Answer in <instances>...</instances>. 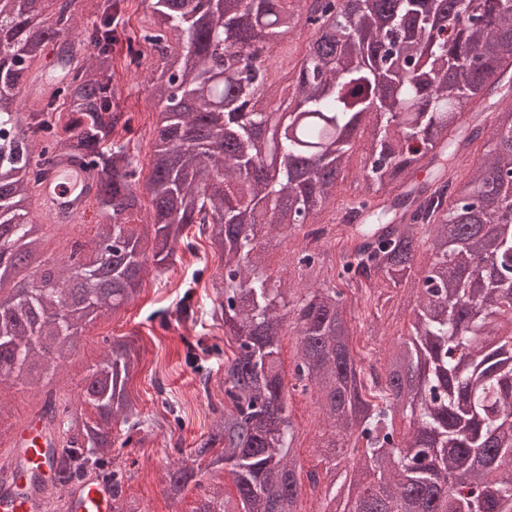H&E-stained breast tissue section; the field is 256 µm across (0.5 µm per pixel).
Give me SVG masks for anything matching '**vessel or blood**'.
I'll list each match as a JSON object with an SVG mask.
<instances>
[{"label": "vessel or blood", "mask_w": 512, "mask_h": 512, "mask_svg": "<svg viewBox=\"0 0 512 512\" xmlns=\"http://www.w3.org/2000/svg\"><path fill=\"white\" fill-rule=\"evenodd\" d=\"M94 195L86 174L77 166L48 167L35 188L38 212L49 224H81ZM61 442L39 413H32L18 429L8 453L10 466L0 480V512H44L42 497L23 495L18 476L37 470L53 472ZM112 488L95 478L84 480L64 498L66 512H112Z\"/></svg>", "instance_id": "b4317fda"}]
</instances>
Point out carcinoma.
I'll return each mask as SVG.
<instances>
[{"label":"carcinoma","mask_w":512,"mask_h":512,"mask_svg":"<svg viewBox=\"0 0 512 512\" xmlns=\"http://www.w3.org/2000/svg\"><path fill=\"white\" fill-rule=\"evenodd\" d=\"M10 0L0 16V103L15 101L32 61L64 40L92 54L66 72L27 116L23 137L0 112V229L3 246L43 248L29 204L55 159L97 174L96 242L112 252L103 267L68 257L51 285L0 299V388L33 376L45 344L58 356L71 338L138 291L147 261L173 262L176 244L197 227L224 262L212 319L235 344L224 358V408L209 435L168 470L178 504L204 459L234 477L237 499L209 488L194 512H299L294 432L284 396L280 340L293 326L298 361L293 389L313 392L335 439L325 467L306 474L324 486L316 512H512V0H154L157 33L139 37L160 60L184 57L153 98L169 104L156 124L141 216L139 162L117 138L130 118L115 102L112 44L124 31L123 0H103L91 26L77 24L74 0ZM336 15L332 32L319 29ZM311 49L291 100L258 114L273 98L250 61L225 66L257 30L274 41L298 18ZM256 121L278 160L274 181L257 178ZM361 145L363 190L338 200L336 186ZM486 139L479 162L463 156ZM348 229L334 281L296 288L265 270V244L302 235L298 263L324 265L318 242ZM428 252L426 267L416 258ZM410 284L408 334L386 366L355 353L346 291L379 304L378 284ZM140 357L135 341L110 344L85 383L79 405L46 392L42 417L62 430L57 483L62 493L88 475L112 482L113 512H138L122 500L123 472L112 445L147 427L127 384ZM409 418L403 437L396 417ZM373 472L352 482L338 457Z\"/></svg>","instance_id":"cac0c4a2"}]
</instances>
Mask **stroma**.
<instances>
[{
    "mask_svg": "<svg viewBox=\"0 0 512 512\" xmlns=\"http://www.w3.org/2000/svg\"><path fill=\"white\" fill-rule=\"evenodd\" d=\"M141 68L117 69L113 80L120 89L119 106L130 119L123 137L139 159L140 179H147L155 142V100L148 75L157 68L158 57L145 50ZM305 243L299 237L281 239L267 248L265 267L275 274L288 270L302 286H318L332 279V270L305 269L298 254ZM223 266L208 240L192 238L178 244L173 264L159 268L148 265L135 298L101 320L87 335L80 360L92 364L108 348L110 339L126 336L141 348L138 374L129 381L128 391L142 417L153 425L151 431L133 435L123 448L112 454L124 474L127 497L137 500L142 512H193L203 489L221 484L226 495L236 493L229 473L202 470L199 486L188 487L180 505H172L165 475L179 458L207 434L214 416L212 407L224 402V326L212 320L210 310L216 300L212 288L220 279ZM396 304H389L374 324H367L366 312L353 304L356 352L384 359L386 350L409 329L415 306L411 294L400 290ZM53 384L66 400L75 401L79 383L62 385L45 376L43 384L13 387L6 400L8 414L0 417V429L13 434L21 421L38 410L44 384ZM286 397L295 433L294 448L299 473L325 465L320 447L326 426L316 397L293 390Z\"/></svg>",
    "mask_w": 512,
    "mask_h": 512,
    "instance_id": "1",
    "label": "stroma"
}]
</instances>
